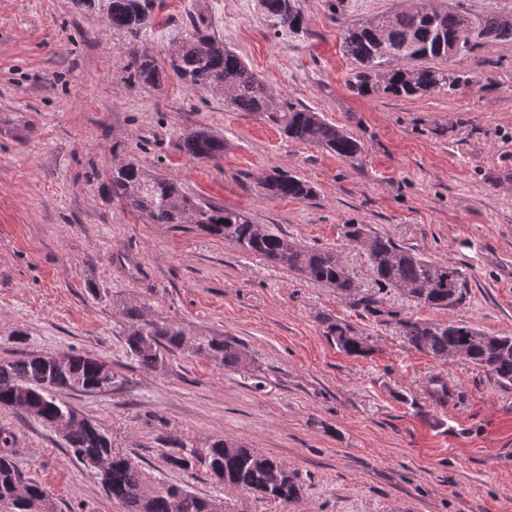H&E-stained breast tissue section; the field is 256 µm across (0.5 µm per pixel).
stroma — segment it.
<instances>
[{"instance_id": "obj_1", "label": "stroma", "mask_w": 512, "mask_h": 512, "mask_svg": "<svg viewBox=\"0 0 512 512\" xmlns=\"http://www.w3.org/2000/svg\"><path fill=\"white\" fill-rule=\"evenodd\" d=\"M410 0H300L303 35L274 34L256 0H156L139 38L112 30L102 0H0V358L89 354L112 386L65 398L147 472L183 475L173 442L226 439L282 459L301 485L289 505L228 495L231 512H512V385L465 359L413 350L402 319L463 320L512 336V42L472 41L449 66L474 75L451 93L361 97L347 85L342 23ZM241 54L278 103L305 106L353 134L358 161L288 139L279 112H235L222 94L174 76L130 77L138 54L165 60L193 23ZM222 138L219 164L191 159L178 136ZM133 157L197 198L248 214L288 240L333 250L376 314L334 289L239 251L191 224H150L105 187ZM276 167L314 187L268 198ZM348 224L465 273V301L428 311L379 288ZM148 303L187 337H232L242 367L187 353L145 370L127 352L122 308ZM348 322L369 350L324 335ZM24 338H17V331ZM449 396L432 397L433 378ZM15 461L56 512H120L60 433L0 407Z\"/></svg>"}]
</instances>
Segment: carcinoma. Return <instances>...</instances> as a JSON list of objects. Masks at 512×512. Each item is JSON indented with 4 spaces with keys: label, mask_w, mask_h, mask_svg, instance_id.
Segmentation results:
<instances>
[{
    "label": "carcinoma",
    "mask_w": 512,
    "mask_h": 512,
    "mask_svg": "<svg viewBox=\"0 0 512 512\" xmlns=\"http://www.w3.org/2000/svg\"><path fill=\"white\" fill-rule=\"evenodd\" d=\"M154 5L155 0H105L107 25L136 37L150 27ZM258 5L275 32H303L299 0H258ZM467 21L468 16L461 12L434 7L428 0H414L404 11L381 16L376 26H342V51L352 63L349 87L359 95L417 98L472 83V77L464 72L445 67L470 48ZM194 31L192 38L173 43L168 67L152 57H136L131 77L152 85L171 73L194 90L222 92L236 112H268L276 106L274 94L237 51L203 33L197 24ZM475 36L485 44L512 41V17L498 13L483 16ZM283 132L291 140L314 144L346 161L362 154L356 137L306 107L288 105ZM178 148L203 162H216L224 156V140L200 130L181 135ZM108 186L112 195L144 214L152 224H194L244 253L336 289L356 308L375 310L378 300L360 293L330 249L291 242L278 230L253 223L244 212L203 203L183 192L176 181L149 171L138 161L112 168ZM261 189L267 196L297 200L315 194L308 183L281 168L266 176ZM344 228L349 240L364 239L369 270L382 287L399 291L428 311L451 310L465 299L467 278L456 265L428 260L365 224H346ZM123 314L129 324L125 345L145 369L157 368L164 354L175 352L204 356L224 367L243 361V353L229 337L209 334L188 339L174 324L150 316L144 305H127ZM401 332L404 341L417 351L435 358L458 352L500 384H512V336L489 334L451 319L403 320ZM325 336L349 355L366 353L364 338L347 323H327ZM105 367L106 363L97 358L73 352L25 353L0 359V407L22 417L33 416L51 427L58 419L70 417L62 431L67 453L83 465L96 456L112 454L109 473L100 481L122 512H226L220 495L201 497L187 483L150 479L128 454L113 451L107 433L59 397L64 390L98 392ZM14 441L15 432L0 428V509L54 512L46 490L24 478L14 461ZM176 448L178 451L169 456L172 467L192 475L203 465L225 491L281 504L298 496L295 473L276 457L224 439L206 448H196L192 440L182 439Z\"/></svg>",
    "instance_id": "1"
}]
</instances>
